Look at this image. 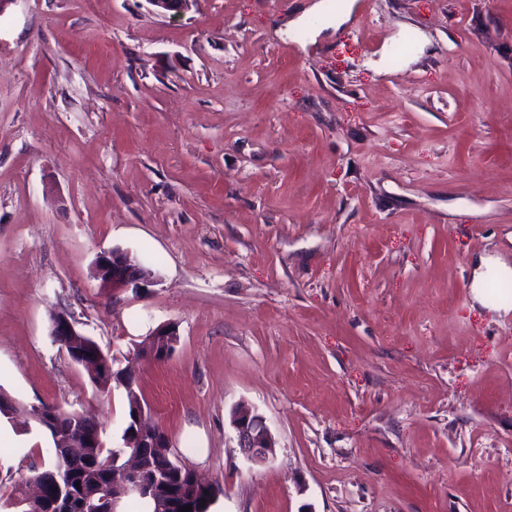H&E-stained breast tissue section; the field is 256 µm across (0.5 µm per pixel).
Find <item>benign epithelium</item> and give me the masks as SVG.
I'll use <instances>...</instances> for the list:
<instances>
[{
    "mask_svg": "<svg viewBox=\"0 0 512 512\" xmlns=\"http://www.w3.org/2000/svg\"><path fill=\"white\" fill-rule=\"evenodd\" d=\"M155 10L161 14L179 15L188 9L191 0H147ZM98 277L103 285L117 289L141 290L155 282L142 264L129 252L113 249L98 255L95 262ZM50 335L54 336L56 343L61 345L71 360L78 361V365L92 371L100 362V355L89 354L88 344L78 339L82 332L77 327L74 318L65 311L53 316ZM177 335L175 324L167 323L158 326L152 331V343L145 357L153 359L157 354L168 356L169 347L175 342L167 341L170 336ZM145 409L133 407L134 432L127 439L126 447L134 449L129 460L122 470L112 475V496L101 501L97 512H114L115 500L128 495L155 496L158 489L165 488L164 479L159 472H154L153 484H148L143 478L147 467L144 459L148 457L152 448H170L172 444L166 435H160L154 427L146 422ZM233 426L236 431L237 444L243 456L251 463L264 465L274 457L275 441L264 417L251 408L240 407L232 415ZM46 430L50 433L55 451L66 460L78 459L81 449L88 447L86 443L74 442L61 435V420L49 421ZM35 493L30 501L36 503L38 512H61L64 489L62 484L45 486L34 485Z\"/></svg>",
    "mask_w": 512,
    "mask_h": 512,
    "instance_id": "1",
    "label": "benign epithelium"
}]
</instances>
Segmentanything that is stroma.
I'll return each instance as SVG.
<instances>
[{"label":"stroma","instance_id":"stroma-1","mask_svg":"<svg viewBox=\"0 0 512 512\" xmlns=\"http://www.w3.org/2000/svg\"><path fill=\"white\" fill-rule=\"evenodd\" d=\"M10 0L0 14V390L127 425L49 334L121 361L211 512H512V0ZM155 273L103 287L100 250ZM175 324L162 361L139 356ZM275 455L241 454L234 409ZM52 442L0 423V493ZM484 267V270L477 272L474 284H473V294L475 300L484 304L485 297L483 294V285L484 283L491 277H506L512 275V269L505 264L499 263L497 261H487L484 258L480 259V264L478 268ZM232 422L238 448L249 462L264 465L274 457L275 441L262 415L240 407L234 411Z\"/></svg>","mask_w":512,"mask_h":512}]
</instances>
